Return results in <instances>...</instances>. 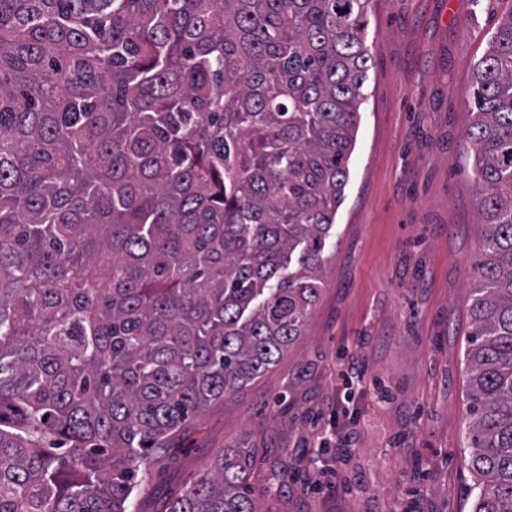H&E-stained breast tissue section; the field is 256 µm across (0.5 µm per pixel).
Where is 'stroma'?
<instances>
[{"label":"stroma","mask_w":512,"mask_h":512,"mask_svg":"<svg viewBox=\"0 0 512 512\" xmlns=\"http://www.w3.org/2000/svg\"><path fill=\"white\" fill-rule=\"evenodd\" d=\"M511 12L512 0H370L372 67L303 334L189 419L135 488L137 512H165L235 446L255 453L261 512H471L464 351L479 217L467 101ZM347 434L355 450L337 458Z\"/></svg>","instance_id":"stroma-1"}]
</instances>
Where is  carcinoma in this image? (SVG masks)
I'll return each mask as SVG.
<instances>
[{"mask_svg": "<svg viewBox=\"0 0 512 512\" xmlns=\"http://www.w3.org/2000/svg\"><path fill=\"white\" fill-rule=\"evenodd\" d=\"M368 2L0 0V512H131L189 418L302 335ZM472 104L468 493L512 512V14ZM254 458L220 450L165 512H258Z\"/></svg>", "mask_w": 512, "mask_h": 512, "instance_id": "obj_1", "label": "carcinoma"}]
</instances>
